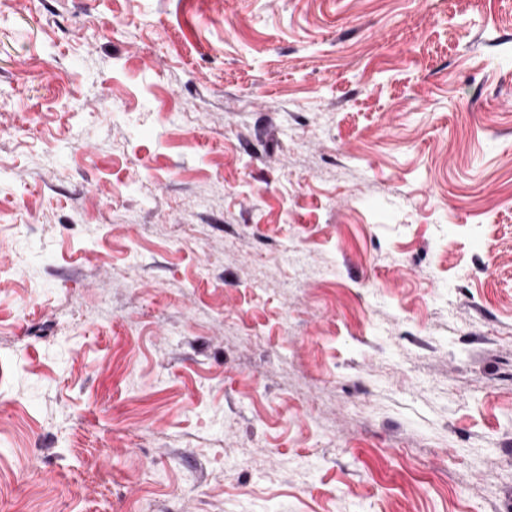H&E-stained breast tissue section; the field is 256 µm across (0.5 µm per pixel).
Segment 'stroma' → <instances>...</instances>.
<instances>
[{
    "label": "stroma",
    "instance_id": "obj_1",
    "mask_svg": "<svg viewBox=\"0 0 512 512\" xmlns=\"http://www.w3.org/2000/svg\"><path fill=\"white\" fill-rule=\"evenodd\" d=\"M512 512V0H0V512Z\"/></svg>",
    "mask_w": 512,
    "mask_h": 512
}]
</instances>
